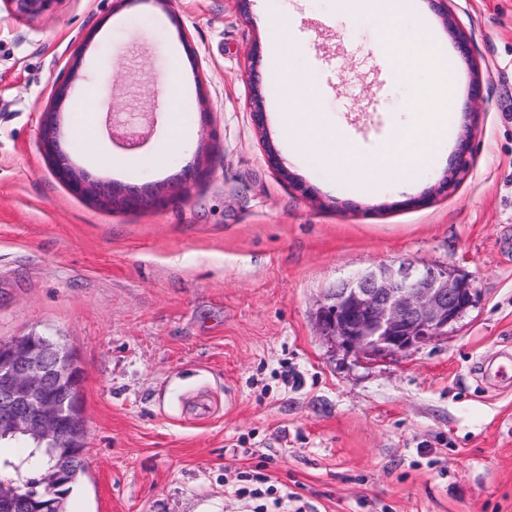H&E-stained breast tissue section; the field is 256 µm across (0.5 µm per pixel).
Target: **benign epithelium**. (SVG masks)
I'll list each match as a JSON object with an SVG mask.
<instances>
[{
  "label": "benign epithelium",
  "mask_w": 512,
  "mask_h": 512,
  "mask_svg": "<svg viewBox=\"0 0 512 512\" xmlns=\"http://www.w3.org/2000/svg\"><path fill=\"white\" fill-rule=\"evenodd\" d=\"M13 14L36 15L54 0H5ZM70 79L55 85L53 104L46 107L39 133L40 148L55 177L73 195L123 210L158 207L170 194L135 187L95 182L74 167L59 149L57 108L68 97ZM267 165L283 175L304 196L314 189L285 173L276 148L265 149ZM468 167L466 142H461L457 167L439 183L438 191L453 187ZM474 303L469 280L448 266H418L398 261L380 265L342 280L329 290L316 312L326 336L342 348L367 356H388L410 351L448 336ZM74 362L68 351L46 337L31 345L25 341L0 347V432L36 434L58 441L71 439L62 427V407L51 388L72 378Z\"/></svg>",
  "instance_id": "1"
}]
</instances>
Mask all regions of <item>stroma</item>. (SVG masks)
Masks as SVG:
<instances>
[{"label":"stroma","mask_w":512,"mask_h":512,"mask_svg":"<svg viewBox=\"0 0 512 512\" xmlns=\"http://www.w3.org/2000/svg\"><path fill=\"white\" fill-rule=\"evenodd\" d=\"M410 2L401 33L431 29L452 57V124L427 168L362 183L293 153L274 109L277 15L295 73L347 142L370 155L410 122L412 86L384 65L377 21L349 22L341 0H251L244 13L235 0H56L28 19L0 0V341L46 336L83 368L86 470L66 512H252L234 493L243 472L302 512H512V389L474 370L512 344V0H450L465 55L432 0ZM73 66L57 124L74 167L132 187L177 185L198 164L206 174L139 211L69 194L39 129ZM175 70L179 146L159 167L94 166L72 138L77 101L116 75L119 112L160 142L164 123L144 115L158 75ZM266 137L314 197L268 167ZM464 138L469 169L437 193ZM421 196L428 205L404 207ZM399 260L451 266L475 288L447 337L373 358L322 335L314 313L329 288ZM201 394L214 403L204 419L189 411Z\"/></svg>","instance_id":"stroma-1"}]
</instances>
